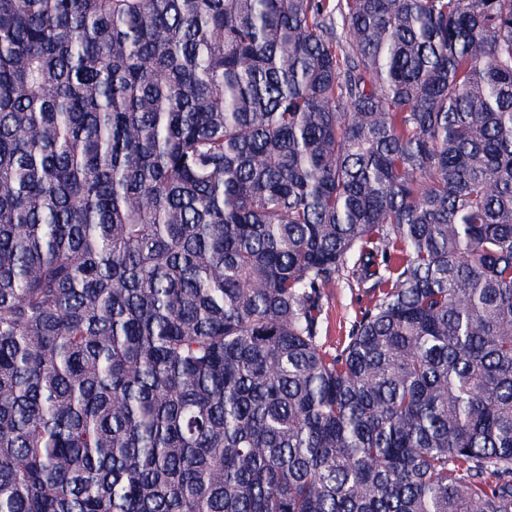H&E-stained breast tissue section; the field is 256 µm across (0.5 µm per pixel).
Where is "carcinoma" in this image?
I'll return each mask as SVG.
<instances>
[{
    "label": "carcinoma",
    "mask_w": 512,
    "mask_h": 512,
    "mask_svg": "<svg viewBox=\"0 0 512 512\" xmlns=\"http://www.w3.org/2000/svg\"><path fill=\"white\" fill-rule=\"evenodd\" d=\"M0 512H512V0H0ZM370 305L362 289L339 281L326 288L322 304L321 342L326 351L336 353L344 347L351 322Z\"/></svg>",
    "instance_id": "cac0c4a2"
}]
</instances>
